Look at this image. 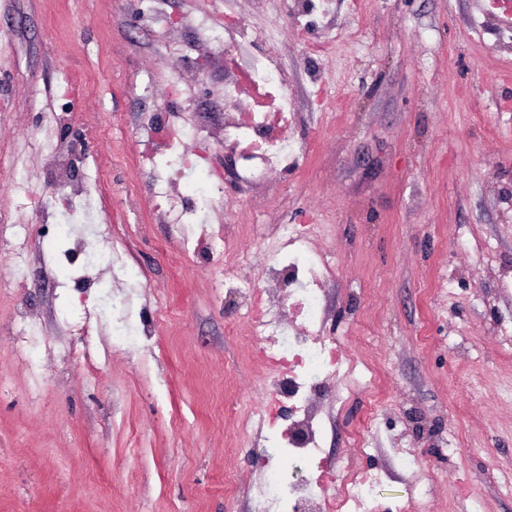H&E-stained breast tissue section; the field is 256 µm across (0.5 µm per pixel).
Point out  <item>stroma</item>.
Listing matches in <instances>:
<instances>
[{"label":"stroma","instance_id":"35a3bbf8","mask_svg":"<svg viewBox=\"0 0 512 512\" xmlns=\"http://www.w3.org/2000/svg\"><path fill=\"white\" fill-rule=\"evenodd\" d=\"M512 0H342L333 20L287 0H0V153L30 188L0 186V512H250L270 404L246 315L226 296L223 255L184 251L157 222L143 128L191 124L224 186L203 206L253 281L278 228L316 225L333 269L326 333L375 383L324 423L327 462L382 392L376 454L418 450L419 512H512ZM175 23L169 40L151 24ZM230 16L278 30L272 57L297 103L288 169L250 176L222 140L255 108L226 102L231 65L200 23ZM353 32L307 55L327 25ZM184 94L171 93L167 77ZM85 137L72 176L92 190L87 247L124 251L138 283L97 267L73 283L40 216L60 210L38 144L55 115ZM130 294L141 334H112L105 301Z\"/></svg>","mask_w":512,"mask_h":512}]
</instances>
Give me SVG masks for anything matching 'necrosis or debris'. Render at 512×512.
<instances>
[{"mask_svg":"<svg viewBox=\"0 0 512 512\" xmlns=\"http://www.w3.org/2000/svg\"><path fill=\"white\" fill-rule=\"evenodd\" d=\"M260 98L258 110L224 126V139L259 153L265 168L287 165L293 144L284 134L293 112L292 100L278 70L264 61L251 60L224 84L231 99L242 86ZM195 137L191 128L179 127L153 144L147 158L156 165L173 157L189 176L204 166L189 149ZM54 174V185L70 212L86 210L90 190L74 182L64 164V150L51 144L44 155ZM183 184L154 179L152 192L161 212H176L177 224L197 227L196 238L185 239V248L216 245L223 234L208 228L196 212L182 208ZM331 273L316 254L307 234L281 227L279 246L272 260L259 272L250 288V328L260 340V352L271 374L265 386L272 401L287 402L288 423L269 439L264 457L256 462L261 474L252 488L251 512H378L376 489L380 474L350 465L328 467L322 458L321 421L326 403L344 405L361 385L354 358L323 330L325 306L322 284Z\"/></svg>","mask_w":512,"mask_h":512,"instance_id":"1","label":"necrosis or debris"}]
</instances>
